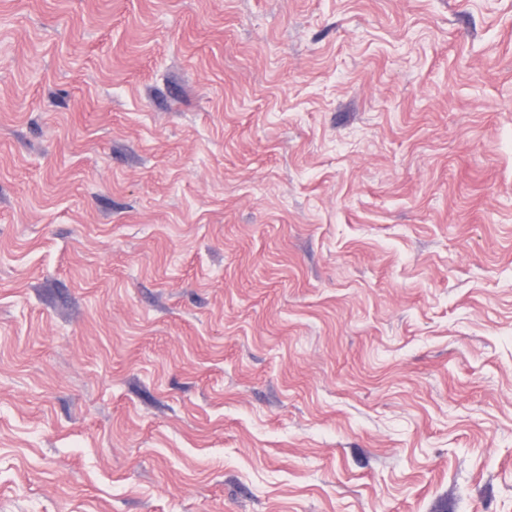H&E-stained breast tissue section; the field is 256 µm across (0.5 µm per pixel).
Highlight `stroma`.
Instances as JSON below:
<instances>
[{
  "label": "stroma",
  "mask_w": 512,
  "mask_h": 512,
  "mask_svg": "<svg viewBox=\"0 0 512 512\" xmlns=\"http://www.w3.org/2000/svg\"><path fill=\"white\" fill-rule=\"evenodd\" d=\"M0 512H512V0H0Z\"/></svg>",
  "instance_id": "35a3bbf8"
}]
</instances>
